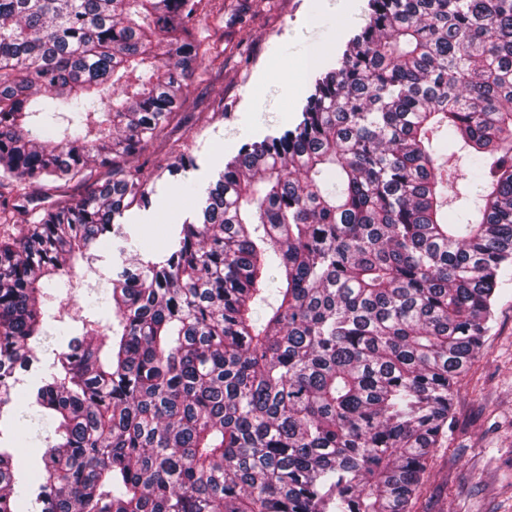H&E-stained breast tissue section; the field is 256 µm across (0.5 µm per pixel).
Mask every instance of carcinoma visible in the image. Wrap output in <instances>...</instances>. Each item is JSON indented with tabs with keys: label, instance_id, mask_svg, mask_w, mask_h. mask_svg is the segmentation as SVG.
<instances>
[{
	"label": "carcinoma",
	"instance_id": "carcinoma-1",
	"mask_svg": "<svg viewBox=\"0 0 512 512\" xmlns=\"http://www.w3.org/2000/svg\"><path fill=\"white\" fill-rule=\"evenodd\" d=\"M197 2L0 0L11 193L112 166L0 239V417L56 342L13 434L55 438L41 512H410L512 269V0H367L296 126L50 330L44 289L151 205L130 160L209 61ZM24 505L0 447V512ZM37 358L38 359L33 362L29 370H20L16 374L17 381L13 389L12 397L20 411H28V404L31 401L32 392L42 374L53 361V355L50 351H39Z\"/></svg>",
	"mask_w": 512,
	"mask_h": 512
}]
</instances>
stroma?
<instances>
[{"label": "stroma", "mask_w": 512, "mask_h": 512, "mask_svg": "<svg viewBox=\"0 0 512 512\" xmlns=\"http://www.w3.org/2000/svg\"><path fill=\"white\" fill-rule=\"evenodd\" d=\"M365 6L366 0H201L195 35L211 62L188 80L177 116L143 151L152 205L125 213L119 232L81 262L77 288L52 289L49 309L77 317L92 287L135 258H161L243 140L297 123L315 70L335 65ZM307 57L316 58V68L303 67ZM183 153L193 157L192 168L177 179L158 174ZM182 181L193 194L179 191ZM413 512H512V272L485 345L460 378L448 438L427 459Z\"/></svg>", "instance_id": "1"}]
</instances>
